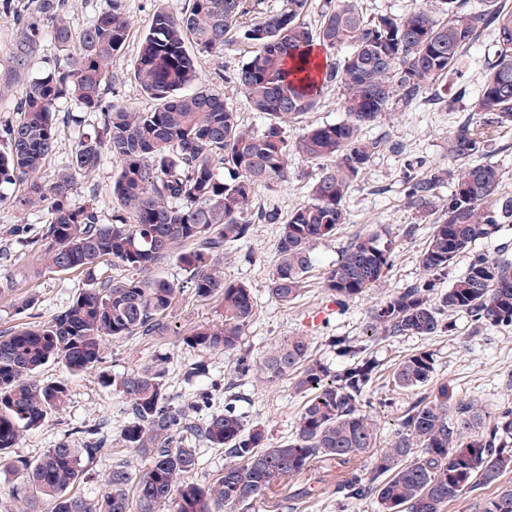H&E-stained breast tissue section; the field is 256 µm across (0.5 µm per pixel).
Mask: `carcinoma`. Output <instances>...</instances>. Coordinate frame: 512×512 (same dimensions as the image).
Returning a JSON list of instances; mask_svg holds the SVG:
<instances>
[{"label":"carcinoma","mask_w":512,"mask_h":512,"mask_svg":"<svg viewBox=\"0 0 512 512\" xmlns=\"http://www.w3.org/2000/svg\"><path fill=\"white\" fill-rule=\"evenodd\" d=\"M17 17L11 66L0 81L20 86L16 116L0 128V202L4 188L26 184L12 203L28 209L48 205L41 234L24 225L12 240L37 252L57 272L80 271L87 283L47 322L0 336V470L15 476L12 494L24 499L22 512H236L248 509L317 459L348 464L375 448L377 424L364 410L367 388L379 372L377 359L361 342L334 336L330 345L345 366L334 372L310 357L308 338L286 336L259 360L242 349L255 314L252 291L224 275L222 258L249 240L254 224H278V263L267 291L280 305L301 295L313 264L312 246L348 221L345 200L383 139L366 140L361 128L389 119L399 106L445 98L443 81L457 74L465 54L487 28L496 33L495 61L479 93L468 103L469 117L453 131L449 158L406 177L407 206L432 219L433 231L419 265L422 278L382 297L371 308L367 335L436 336L447 327L445 313L468 315L477 326L512 325V259L473 251L502 224H512V196L500 193V169L477 157L488 142V125L512 123V7L480 0L466 9L460 0H439L441 17L429 9L402 15H364L360 0H326L320 23L304 21L308 0H284L273 14L257 11L253 0H188L178 16L157 12L143 34L134 76L154 102L140 112L104 101L112 84V57L125 45L131 22L122 0H109L90 25L76 30L65 15V0H32ZM241 34L249 57L234 82L251 109L262 114L258 130L245 127L239 113L213 90L197 83L199 54L219 57ZM64 56L62 64L32 72L43 33ZM345 52L342 59L334 54ZM329 84L341 90L347 119L304 131L288 142L285 127L312 112ZM73 98L102 114L101 126L79 139L68 165L54 179L38 178L56 147L54 113ZM483 122H473L474 117ZM292 153L326 163L310 201L282 220L274 203L253 213L255 188L288 180ZM108 155L120 163L112 183V220L105 224L90 200L73 208L76 181L94 172ZM454 180L448 202L436 190ZM472 253L466 270L449 277L456 258ZM391 244L376 232L356 238L325 274V290L339 308L380 287L391 266ZM176 260L187 274L182 284L154 274ZM104 260L129 274L100 280ZM451 278L448 288L438 282ZM201 301L220 297L213 324L183 337L202 351L236 353L235 377L272 386L288 377L305 402L292 438L272 444L264 428L246 427L235 396L201 425L194 405H177L167 393L168 356L158 355L140 370L101 384L126 400L122 441L148 455L151 465L135 476L123 464L112 467L98 496L72 493L85 473L84 460L106 451L97 427L81 428L33 461L13 459L22 435L52 414L65 411L67 380L42 381L38 374L58 363L72 376L101 367L108 337L156 336L183 290ZM430 351L402 358L393 371L395 387L416 390L431 383ZM222 448L233 463L207 486L191 480L198 449ZM512 409L487 419L477 405L457 400L448 384L435 385L401 417L399 429L369 469H354L336 483L341 504L376 499L379 512H444L463 494L493 487L478 512H512Z\"/></svg>","instance_id":"cac0c4a2"}]
</instances>
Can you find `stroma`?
Wrapping results in <instances>:
<instances>
[{
	"mask_svg": "<svg viewBox=\"0 0 512 512\" xmlns=\"http://www.w3.org/2000/svg\"><path fill=\"white\" fill-rule=\"evenodd\" d=\"M187 3L188 0H123L132 29L123 49L112 58L114 81L106 101L140 111L152 108V101L143 94L133 76L141 37L157 11L177 15L186 9ZM495 50L493 31H483L466 54L461 78H448L449 92L462 87L467 96L476 95ZM245 59L246 48L239 41L221 57L199 55L197 72L203 85L223 94L225 101L234 106L245 126L257 129L263 124L261 115L251 110L232 81L234 70ZM340 95L337 86L324 88L319 107L304 115L300 123L287 127L288 139H295L303 129L345 120L346 114L338 105ZM466 115L460 101L450 106L423 104L399 109L393 120L363 127V138H381L398 144L399 149L375 155L363 171L346 199L348 223L339 225L334 236L314 245L313 267L301 297L293 305L277 304L266 290L268 277L277 264L279 225H257L250 242L233 246L224 255L226 277L246 284L256 302L255 315L244 338V347L253 356H261L283 337L300 333L310 339L312 358L338 370L344 360L331 347L330 337L349 336L365 342L368 353L380 363L366 398L367 410L377 423V445L381 448L398 428L405 409L419 396L418 391L400 390L392 382L395 365L418 350L433 353L435 382H447L458 399L475 403L489 416L512 408V325L479 328L469 316L453 314L449 317L452 329L436 336L370 338L366 335L369 311L379 294L394 292L422 276L419 255L432 226L420 221L407 207L405 177L434 164H448V140ZM99 125V113L83 111L72 98L62 99L55 114L57 149L40 172L42 181L52 180L67 163L78 140ZM482 159L499 167L503 174L502 190L512 194V124L494 127ZM289 168L287 182L276 191L257 187L256 204L275 201L286 215L310 200L312 187L323 171L322 163L294 154L289 158ZM119 169L118 161L103 157L90 176L78 178L70 197L71 205L78 207L96 201L103 221H111L112 181ZM46 218L43 210L23 209L8 201L0 203V335L10 334L27 323V315L17 310L23 297L36 295L34 312L39 321L45 322L67 306L85 284L81 272L46 269L35 252L6 244V232L14 225H27L34 234ZM374 231L393 243L392 265L379 291L367 293L343 309L330 307L324 288L326 271L352 239ZM218 305V300L201 301L187 292L169 312V329L164 335L107 339L102 370L93 369L68 378L70 401L66 410L47 419L38 430L26 433L14 449V456L37 458L69 437L73 429L97 425L108 439L109 452L88 463L84 479L75 488L76 494L92 496L102 492L105 479L116 463L127 465L134 474H142L149 467L148 457L121 441L126 421L125 401L103 387L100 376L129 374L158 353L170 358L167 379L172 400L195 405L197 423H204L212 413L223 410L225 388L230 385L247 426H264L270 443L287 440L304 402L292 380L285 379L268 388L247 381L235 383L231 380L235 354L203 352L184 344L183 338L191 330L217 320ZM320 310L324 311V318L314 321V314ZM199 362L205 363L206 376H189V368ZM203 393L208 400L202 404L198 397ZM348 471V466L336 461L317 460L310 471L285 481L275 494L254 503L249 512H378V505L372 499L344 507L337 505L333 488ZM302 488L307 491L303 497L298 494Z\"/></svg>",
	"mask_w": 512,
	"mask_h": 512,
	"instance_id": "obj_1",
	"label": "stroma"
}]
</instances>
